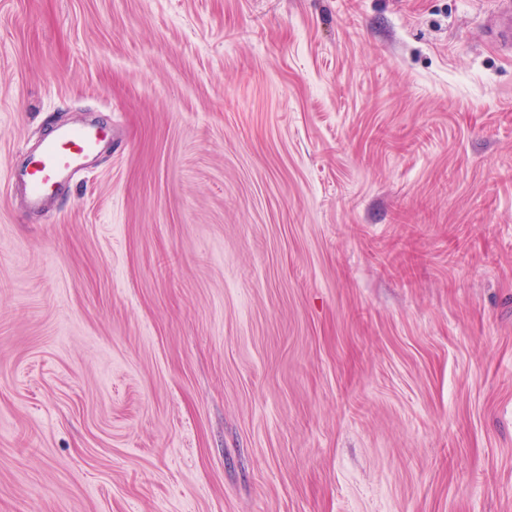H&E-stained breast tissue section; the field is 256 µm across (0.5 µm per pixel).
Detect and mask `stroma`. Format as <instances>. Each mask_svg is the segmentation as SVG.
<instances>
[{
	"mask_svg": "<svg viewBox=\"0 0 512 512\" xmlns=\"http://www.w3.org/2000/svg\"><path fill=\"white\" fill-rule=\"evenodd\" d=\"M496 8L0 0V512H512ZM109 134L102 126L57 127L39 147L28 153L26 182L29 202L39 205L55 193L72 173L86 170V160L98 151Z\"/></svg>",
	"mask_w": 512,
	"mask_h": 512,
	"instance_id": "35a3bbf8",
	"label": "stroma"
}]
</instances>
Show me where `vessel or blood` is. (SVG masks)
Segmentation results:
<instances>
[{
	"label": "vessel or blood",
	"mask_w": 512,
	"mask_h": 512,
	"mask_svg": "<svg viewBox=\"0 0 512 512\" xmlns=\"http://www.w3.org/2000/svg\"><path fill=\"white\" fill-rule=\"evenodd\" d=\"M490 34L502 49H512V0H504L500 19ZM108 134V128L102 126H63L43 138L39 147L28 154L26 182L30 204L39 205L69 175L84 170L87 159L97 152Z\"/></svg>",
	"instance_id": "obj_1"
}]
</instances>
